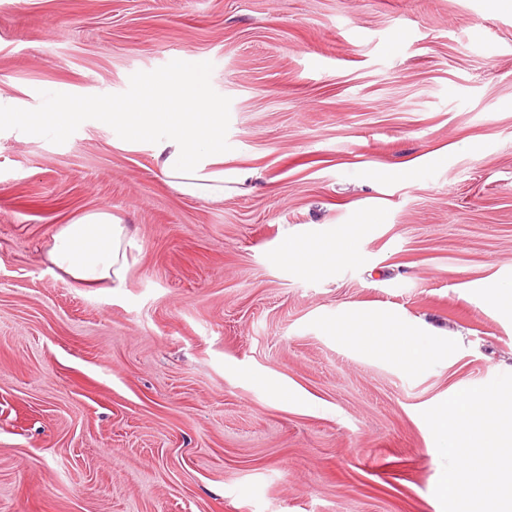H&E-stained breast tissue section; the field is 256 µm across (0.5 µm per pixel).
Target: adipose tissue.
Returning a JSON list of instances; mask_svg holds the SVG:
<instances>
[{"label":"adipose tissue","mask_w":512,"mask_h":512,"mask_svg":"<svg viewBox=\"0 0 512 512\" xmlns=\"http://www.w3.org/2000/svg\"><path fill=\"white\" fill-rule=\"evenodd\" d=\"M126 142L146 141L163 180L181 194L220 202L224 199V115L214 111L204 71L194 70L177 87L157 83L139 99L111 106L87 102ZM129 228L109 210L84 213L54 235L49 262L82 286L122 287L129 262ZM358 256L353 236L340 231L314 249L289 247L288 258L313 273ZM336 337L359 353L392 357L418 368L449 356V343L429 337L422 328L400 327L382 312H348L336 320ZM480 432V444L464 470L448 474L458 495L473 504L502 507L512 498V396L501 391L449 396L437 417L443 447H465L470 433ZM497 463L500 477L490 487L477 485V475Z\"/></svg>","instance_id":"ef3b65f1"}]
</instances>
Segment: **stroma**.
Returning a JSON list of instances; mask_svg holds the SVG:
<instances>
[{
  "instance_id": "35a3bbf8",
  "label": "stroma",
  "mask_w": 512,
  "mask_h": 512,
  "mask_svg": "<svg viewBox=\"0 0 512 512\" xmlns=\"http://www.w3.org/2000/svg\"><path fill=\"white\" fill-rule=\"evenodd\" d=\"M207 64L224 199L181 195L83 106ZM0 512H459L436 409L512 385L505 0H0ZM254 169L258 179L239 181ZM105 208L123 287L54 269ZM357 232L315 274L289 245ZM385 309L450 357L337 341Z\"/></svg>"
}]
</instances>
